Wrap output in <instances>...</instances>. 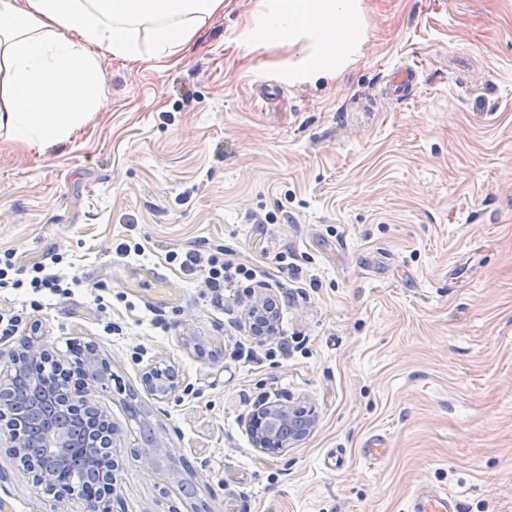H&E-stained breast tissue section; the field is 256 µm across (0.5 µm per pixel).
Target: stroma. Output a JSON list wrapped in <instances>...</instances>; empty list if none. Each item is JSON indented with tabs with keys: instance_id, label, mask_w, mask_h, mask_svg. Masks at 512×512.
<instances>
[{
	"instance_id": "stroma-1",
	"label": "stroma",
	"mask_w": 512,
	"mask_h": 512,
	"mask_svg": "<svg viewBox=\"0 0 512 512\" xmlns=\"http://www.w3.org/2000/svg\"><path fill=\"white\" fill-rule=\"evenodd\" d=\"M360 52L298 78L295 46L254 42L263 0H224L181 60L101 61L105 104L55 144L0 136V349L37 328L54 355L94 343L123 450L113 512H409L423 484L461 512H512V0H359ZM413 85L389 87L395 68ZM134 240L145 257H122ZM200 249L268 271L223 289L168 262ZM82 278L33 292V264ZM166 300L134 288L142 265ZM280 310L251 335L252 296ZM287 343V352L276 349ZM169 365L175 397L148 395ZM142 395L193 500L132 459ZM311 409L288 450L255 448L264 399ZM382 439L379 460L362 453ZM0 447V512H54ZM155 369H157V370H155ZM158 369H161V367L157 366V365H151L145 369V371L142 374V383H143L144 387L147 390L150 386H153V388H154V374L156 375V377L162 376V383L158 384L156 391H153L154 394L163 395L170 385L169 381H171V383L174 382L175 386L169 388L166 391L165 398H163V399H167L168 397L171 398L172 396H175L176 392L178 391V383H177L178 375L176 376V378L171 379V377H173V374L170 372V370L168 368H163L161 370H158ZM153 370H155L154 373H153Z\"/></svg>"
}]
</instances>
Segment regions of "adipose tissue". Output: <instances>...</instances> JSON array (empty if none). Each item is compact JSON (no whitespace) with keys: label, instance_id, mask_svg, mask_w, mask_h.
Listing matches in <instances>:
<instances>
[{"label":"adipose tissue","instance_id":"obj_1","mask_svg":"<svg viewBox=\"0 0 512 512\" xmlns=\"http://www.w3.org/2000/svg\"><path fill=\"white\" fill-rule=\"evenodd\" d=\"M263 43L312 42L304 77L335 74L362 42L357 0H267ZM224 0H0V130L68 138L104 105L100 60H170Z\"/></svg>","mask_w":512,"mask_h":512}]
</instances>
